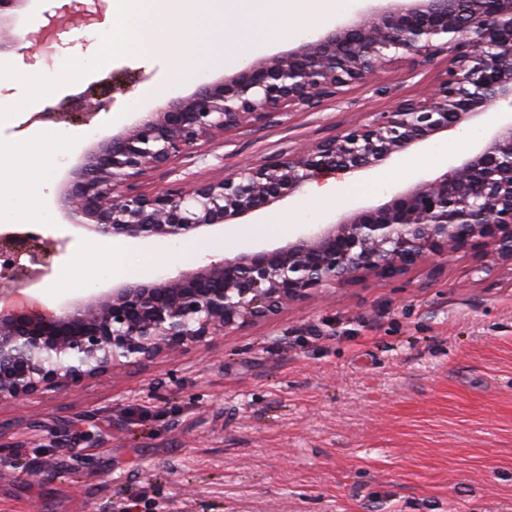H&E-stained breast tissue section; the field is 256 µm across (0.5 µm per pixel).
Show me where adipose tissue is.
<instances>
[{"label": "adipose tissue", "instance_id": "adipose-tissue-1", "mask_svg": "<svg viewBox=\"0 0 512 512\" xmlns=\"http://www.w3.org/2000/svg\"><path fill=\"white\" fill-rule=\"evenodd\" d=\"M64 136L59 132H46L41 136L42 156H27L25 147L0 145V157L18 159L26 172L25 178L12 181L5 170H0V223L2 224H49L55 219L56 210L44 204L46 190L52 187L55 171L51 157L56 153ZM85 273L80 286L91 289L103 282L123 279L134 270L133 255L119 243L93 247L85 259Z\"/></svg>", "mask_w": 512, "mask_h": 512}]
</instances>
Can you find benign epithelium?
Instances as JSON below:
<instances>
[{"instance_id": "benign-epithelium-1", "label": "benign epithelium", "mask_w": 512, "mask_h": 512, "mask_svg": "<svg viewBox=\"0 0 512 512\" xmlns=\"http://www.w3.org/2000/svg\"><path fill=\"white\" fill-rule=\"evenodd\" d=\"M26 4L0 0V28L12 27ZM399 52L415 64L448 56L432 93L221 177L147 187L154 173H175L203 145L313 109L369 80ZM73 99L94 103L87 112L48 106L35 118L87 124L110 104L93 86ZM497 103L512 107V0H386L143 113L85 152L57 203L71 225L102 240L176 242L238 224L314 183L376 169ZM69 241L28 224L0 232V402L72 390L206 346L365 278L398 281L458 254L512 262V115L498 118L469 157L380 205L315 224L285 244L244 248L149 282L124 280L48 309L28 290L51 273V259Z\"/></svg>"}]
</instances>
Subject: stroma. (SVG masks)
<instances>
[{
  "mask_svg": "<svg viewBox=\"0 0 512 512\" xmlns=\"http://www.w3.org/2000/svg\"><path fill=\"white\" fill-rule=\"evenodd\" d=\"M60 5L28 0L0 62L48 73L86 51L77 19L56 32L51 54L26 40ZM447 66L444 55L391 62L288 123L225 134L183 159L177 177L214 178L316 144L366 113L423 97ZM124 69L141 81L90 123L39 119L37 103L0 124V140L62 129L66 171L140 113L228 73L215 63L189 76L162 55L123 57L54 98ZM150 88L155 97H145ZM459 138L437 135L450 146L444 159L427 142L396 154L384 189L325 208L322 222L459 162L468 151ZM42 231L71 238L34 293L51 309L82 297L68 281L92 236L61 218ZM0 450L13 456L0 466V512H28L35 501L44 512H512V263L483 272L465 255L436 275L422 266L398 281L370 278L182 355L21 408L0 402Z\"/></svg>",
  "mask_w": 512,
  "mask_h": 512,
  "instance_id": "35a3bbf8",
  "label": "stroma"
}]
</instances>
